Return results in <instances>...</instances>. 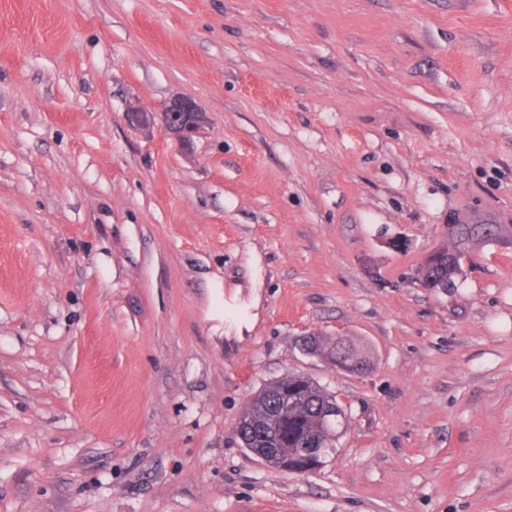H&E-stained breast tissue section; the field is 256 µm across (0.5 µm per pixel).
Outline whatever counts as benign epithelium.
Masks as SVG:
<instances>
[{
    "label": "benign epithelium",
    "instance_id": "7a95c632",
    "mask_svg": "<svg viewBox=\"0 0 512 512\" xmlns=\"http://www.w3.org/2000/svg\"><path fill=\"white\" fill-rule=\"evenodd\" d=\"M124 120L127 125L142 132L160 128L184 146L191 145L194 137L208 124L207 114L187 98L172 99L159 112H148L137 103H131L124 112ZM252 453L284 471L305 474L318 470L316 466L306 468L299 465L296 459L288 457L286 448H254Z\"/></svg>",
    "mask_w": 512,
    "mask_h": 512
}]
</instances>
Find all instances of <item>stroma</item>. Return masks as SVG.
<instances>
[{
    "mask_svg": "<svg viewBox=\"0 0 512 512\" xmlns=\"http://www.w3.org/2000/svg\"><path fill=\"white\" fill-rule=\"evenodd\" d=\"M290 372L310 474L236 434ZM0 512H512V0H0ZM176 115L181 118L174 122ZM124 120L127 125L142 132L160 127L183 146H190L194 137L208 124L207 114L187 98L171 99L163 105L161 112H148L131 102L124 112ZM492 232L484 224L463 225L457 228L456 238L452 248H446L442 255L422 265L419 270V281L424 288L444 289L455 285V281L462 277L463 268L461 260L463 253L460 245L478 238L485 237ZM451 252V253H449ZM312 336L305 338L306 347L311 353L319 351L329 357L336 368L351 372L362 373L367 370L368 360L365 353L350 339L344 336L336 337V340H328L319 333L312 332ZM287 391L288 409L277 430L270 435L266 428L269 414L279 407ZM332 401L336 405H329ZM324 407L326 419L335 420L336 413L343 411L344 420L336 419L332 424L324 422L321 414ZM346 425L348 416L336 395L304 375L288 373L265 386L248 401L236 431L243 446L242 440L247 445L252 444L255 448L248 449L266 463L284 471L305 474L315 472L321 466L306 468L299 465L296 460L300 457L289 458L287 448H304L305 456L311 454L325 460L333 453L327 448L336 449L338 430ZM310 440H315L318 448H309L307 443Z\"/></svg>",
    "mask_w": 512,
    "mask_h": 512,
    "instance_id": "obj_1",
    "label": "stroma"
}]
</instances>
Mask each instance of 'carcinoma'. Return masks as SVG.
Here are the masks:
<instances>
[{
  "instance_id": "1",
  "label": "carcinoma",
  "mask_w": 512,
  "mask_h": 512,
  "mask_svg": "<svg viewBox=\"0 0 512 512\" xmlns=\"http://www.w3.org/2000/svg\"><path fill=\"white\" fill-rule=\"evenodd\" d=\"M491 232L492 229L483 224L458 227L454 246L420 268L421 285L429 289L454 285L463 275L460 246ZM305 342L307 348L326 355L341 370L351 373L367 370L365 353L344 336L331 341L314 332L305 338ZM333 401L336 407H341L337 396L310 378L288 373L248 401L237 426V435L256 448H305L311 440L320 448H334L340 429L348 425V420L338 419L332 424L324 422L322 410Z\"/></svg>"
}]
</instances>
